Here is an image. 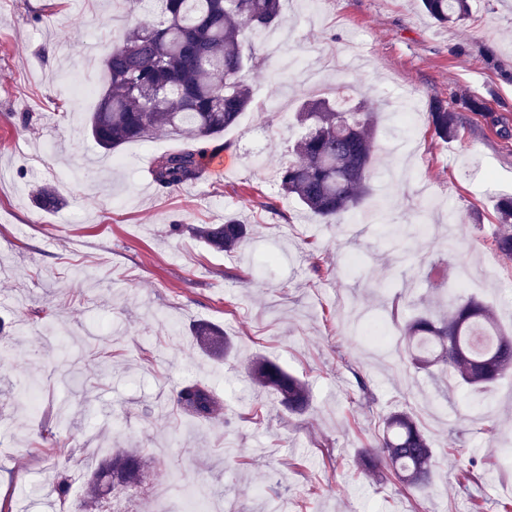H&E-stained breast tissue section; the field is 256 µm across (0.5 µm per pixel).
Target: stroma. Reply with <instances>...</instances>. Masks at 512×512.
Wrapping results in <instances>:
<instances>
[{
  "label": "stroma",
  "mask_w": 512,
  "mask_h": 512,
  "mask_svg": "<svg viewBox=\"0 0 512 512\" xmlns=\"http://www.w3.org/2000/svg\"><path fill=\"white\" fill-rule=\"evenodd\" d=\"M127 17L123 0H0V512H53L62 463L73 512L117 448L145 449L150 464L112 512L161 499L183 512L200 489L224 512H512V470L471 482L460 468L512 448V375L476 396L442 367L389 358L399 335L381 346L349 326L356 309L381 324L397 295L401 320L441 316L450 294L486 302L512 332V260L493 245L495 199L512 193V136L500 134L512 132V0H471L457 25L421 0H285L279 52L212 141L224 168L177 190L147 176L177 137L123 145L116 168L87 133ZM342 83L381 116L371 192L339 228L282 197L276 172L301 100ZM473 96L489 116L463 112L458 138H437L432 102ZM43 185L59 209L35 207ZM228 215L252 227L242 250H209L187 230ZM198 322L233 340L228 359L202 353ZM259 357L306 383V413L250 380ZM194 381L223 397L215 419L177 409ZM404 407L435 448L423 495L360 466Z\"/></svg>",
  "instance_id": "1"
}]
</instances>
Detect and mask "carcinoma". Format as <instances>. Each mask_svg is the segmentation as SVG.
<instances>
[{
    "label": "carcinoma",
    "mask_w": 512,
    "mask_h": 512,
    "mask_svg": "<svg viewBox=\"0 0 512 512\" xmlns=\"http://www.w3.org/2000/svg\"><path fill=\"white\" fill-rule=\"evenodd\" d=\"M134 16L119 40L103 58L107 85L88 133L103 150L112 152L130 142H146L160 132L174 134L183 144L154 157L148 176L161 189L192 185L205 173L211 154L198 143L234 125L251 104L246 75L264 69L253 51L254 40L282 20L281 0H126ZM438 23L458 24L469 15L468 0H421ZM300 134L297 159L277 172L280 194L327 222L338 223L370 192L374 174V140L378 116L374 105L362 100L346 106V92L334 98L302 102L296 112ZM429 123L435 136L452 140L461 126L456 110L433 102ZM35 203L55 209L60 199L43 187ZM498 228L494 246L512 258V197L496 200ZM193 233L206 246L234 252L243 245L248 225L233 216L222 224H201ZM404 354L418 368L441 365L474 392H484L512 371V336L504 334L493 312L469 298L450 306L448 315L424 314L400 327ZM200 347L219 355L231 348L224 332L209 324L194 329ZM251 380L271 389L288 412L302 414L309 407V390L298 378L270 360L250 364ZM177 407L199 421L220 413L214 388L202 382L180 387ZM381 454L367 453L365 466L387 465L408 488L431 486L434 449L407 411H394L384 421ZM147 460L138 449L117 448L87 480L80 512H103L106 499L118 487H131L142 476ZM54 491L60 504L70 492L66 468L56 471Z\"/></svg>",
    "instance_id": "1"
}]
</instances>
